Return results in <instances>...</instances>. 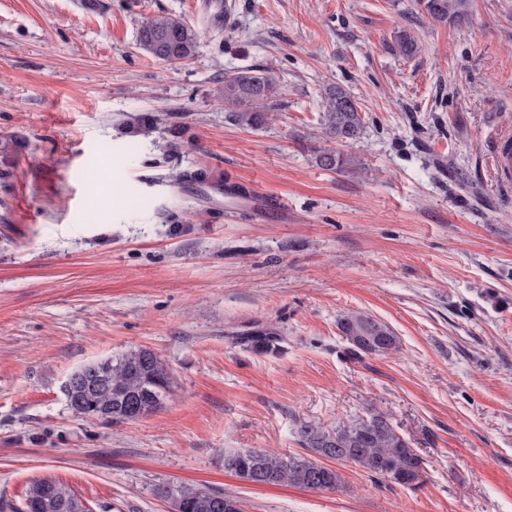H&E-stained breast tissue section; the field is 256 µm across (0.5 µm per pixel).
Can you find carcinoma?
Masks as SVG:
<instances>
[{"label": "carcinoma", "mask_w": 512, "mask_h": 512, "mask_svg": "<svg viewBox=\"0 0 512 512\" xmlns=\"http://www.w3.org/2000/svg\"><path fill=\"white\" fill-rule=\"evenodd\" d=\"M422 12L433 20L462 23L470 14L471 0H417ZM224 0H208L201 23L189 25L172 16L146 20L138 32L139 49L158 61L180 63L192 58L206 33H221ZM401 55L412 57L419 50L417 40L403 30L396 37ZM282 87L274 71L247 68L224 77V105L239 126L258 130L266 127L278 107ZM325 134L338 142L356 140L364 117L356 100L343 87L331 85L324 92ZM317 164L336 170L344 158L334 151H323ZM340 328L350 345L351 354L360 358L381 355L398 348L397 336L386 324L361 312L340 319ZM240 342L257 353H267L283 342L273 326L257 325ZM112 371V415L110 423L132 420L127 405L137 404L139 416L159 409L172 383L168 365L146 348L131 350L105 359ZM305 452L289 455L253 449L224 455V469L254 485H290L312 491H336L342 487L341 474L325 464H351L404 487L422 483L424 460L392 421L382 414L356 417L347 423L327 426L320 422L300 421L295 431ZM53 495L43 501L37 512H87L78 495L69 487L50 481ZM154 496L169 502L173 512H244L242 500L221 489H201L191 485L158 484Z\"/></svg>", "instance_id": "carcinoma-1"}]
</instances>
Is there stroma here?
Instances as JSON below:
<instances>
[{"label":"stroma","instance_id":"1","mask_svg":"<svg viewBox=\"0 0 512 512\" xmlns=\"http://www.w3.org/2000/svg\"><path fill=\"white\" fill-rule=\"evenodd\" d=\"M231 2L171 64L140 52L141 25L197 22L206 0H0V512L39 479L87 512H172L159 483L245 512H512V189L491 176L512 140V0H471L463 24L416 0ZM259 66L283 95L255 131L224 78ZM331 83L364 115L355 142L323 132ZM138 115L150 131L129 132ZM325 148L343 168L317 165ZM352 311L398 350L350 357ZM258 324L280 350L238 344ZM139 347L172 370L162 408L68 409L72 371ZM370 413L418 448L420 487L351 464L335 492L224 469L240 448L299 451L300 421Z\"/></svg>","mask_w":512,"mask_h":512}]
</instances>
